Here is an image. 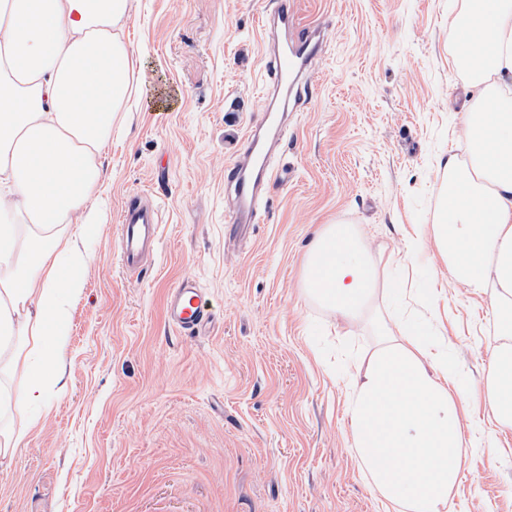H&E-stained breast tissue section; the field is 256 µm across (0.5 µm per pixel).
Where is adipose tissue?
Listing matches in <instances>:
<instances>
[{
    "label": "adipose tissue",
    "mask_w": 512,
    "mask_h": 512,
    "mask_svg": "<svg viewBox=\"0 0 512 512\" xmlns=\"http://www.w3.org/2000/svg\"><path fill=\"white\" fill-rule=\"evenodd\" d=\"M128 0H0V422L40 415L66 372L68 306L86 267L73 235L103 172L95 162L130 91L134 50L116 29ZM453 35L482 90L463 115L472 169L455 155L433 226L454 275L492 293L508 329L484 378L496 435L512 433V0H483ZM307 293L350 324L372 314L379 264L346 224L323 225L305 266ZM378 340L348 386L352 445L373 486L400 512H449L464 443L461 388L447 349L376 319Z\"/></svg>",
    "instance_id": "adipose-tissue-1"
}]
</instances>
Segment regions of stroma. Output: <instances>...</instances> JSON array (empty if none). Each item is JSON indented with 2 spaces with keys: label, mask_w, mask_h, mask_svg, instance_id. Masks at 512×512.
<instances>
[{
  "label": "stroma",
  "mask_w": 512,
  "mask_h": 512,
  "mask_svg": "<svg viewBox=\"0 0 512 512\" xmlns=\"http://www.w3.org/2000/svg\"><path fill=\"white\" fill-rule=\"evenodd\" d=\"M468 0H296L329 36L310 99L291 119L260 223L228 224L224 170L266 79L268 0H130L120 35L137 51L130 111L116 113L82 245L91 262L69 308L67 377L0 462V512H390L351 443L344 325L303 287L322 225L342 222L381 261L376 310L448 348L466 396L464 436L490 429L484 370L500 333L488 295L449 271L429 224L468 163L456 97L477 95L449 31ZM162 216L142 273L118 264L123 201ZM195 276L217 304L208 333L170 326L163 298ZM464 444L453 512H512V434Z\"/></svg>",
  "instance_id": "35a3bbf8"
}]
</instances>
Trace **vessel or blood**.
I'll return each mask as SVG.
<instances>
[{"mask_svg":"<svg viewBox=\"0 0 512 512\" xmlns=\"http://www.w3.org/2000/svg\"><path fill=\"white\" fill-rule=\"evenodd\" d=\"M260 27L268 78L262 88L260 115L245 134L244 159L231 167L224 181V190L234 201L225 218L229 224L258 222L289 118L307 100L308 74L326 41L322 27L299 23L293 0H276L262 15ZM160 222L155 204L137 197L126 199L118 220L119 262L126 272H139L146 256L154 252ZM212 308L210 294L190 276L166 296L167 320L183 332H203L213 320Z\"/></svg>","mask_w":512,"mask_h":512,"instance_id":"b4317fda","label":"vessel or blood"}]
</instances>
